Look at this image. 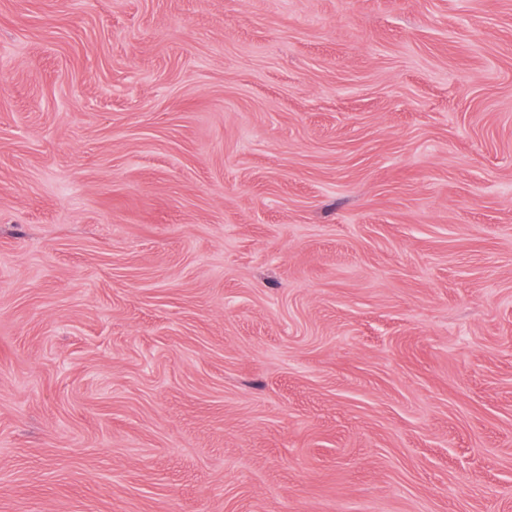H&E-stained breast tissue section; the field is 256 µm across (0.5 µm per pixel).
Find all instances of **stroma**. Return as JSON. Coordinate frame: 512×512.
Instances as JSON below:
<instances>
[{
    "label": "stroma",
    "mask_w": 512,
    "mask_h": 512,
    "mask_svg": "<svg viewBox=\"0 0 512 512\" xmlns=\"http://www.w3.org/2000/svg\"><path fill=\"white\" fill-rule=\"evenodd\" d=\"M0 512H512V0H0Z\"/></svg>",
    "instance_id": "35a3bbf8"
}]
</instances>
